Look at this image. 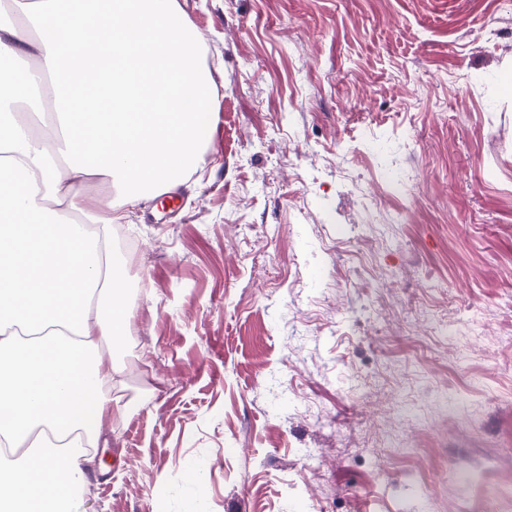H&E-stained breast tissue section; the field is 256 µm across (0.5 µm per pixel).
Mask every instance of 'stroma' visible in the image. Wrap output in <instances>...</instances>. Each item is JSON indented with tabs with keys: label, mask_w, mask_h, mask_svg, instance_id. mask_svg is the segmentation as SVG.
Instances as JSON below:
<instances>
[{
	"label": "stroma",
	"mask_w": 512,
	"mask_h": 512,
	"mask_svg": "<svg viewBox=\"0 0 512 512\" xmlns=\"http://www.w3.org/2000/svg\"><path fill=\"white\" fill-rule=\"evenodd\" d=\"M203 164L124 236L73 512H512V0H177Z\"/></svg>",
	"instance_id": "stroma-1"
}]
</instances>
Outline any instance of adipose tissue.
I'll return each instance as SVG.
<instances>
[{"mask_svg":"<svg viewBox=\"0 0 512 512\" xmlns=\"http://www.w3.org/2000/svg\"><path fill=\"white\" fill-rule=\"evenodd\" d=\"M0 22V512H70L102 423L120 415L114 343L126 267L105 175L149 201L182 184L212 129L213 86L176 0H38Z\"/></svg>","mask_w":512,"mask_h":512,"instance_id":"adipose-tissue-1","label":"adipose tissue"}]
</instances>
